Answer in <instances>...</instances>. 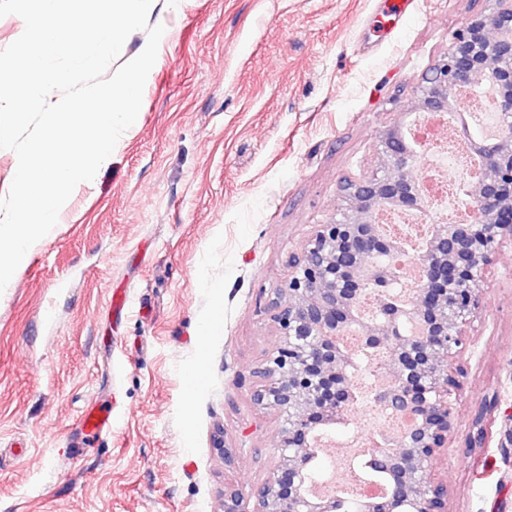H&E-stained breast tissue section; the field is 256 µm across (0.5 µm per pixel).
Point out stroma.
Masks as SVG:
<instances>
[{
	"instance_id": "obj_1",
	"label": "stroma",
	"mask_w": 512,
	"mask_h": 512,
	"mask_svg": "<svg viewBox=\"0 0 512 512\" xmlns=\"http://www.w3.org/2000/svg\"><path fill=\"white\" fill-rule=\"evenodd\" d=\"M482 0H181L140 123L76 188L0 293V512H220L261 483L280 421L234 379L277 342L264 308L344 179L375 168L379 134ZM456 427L435 481L448 512H512V244L488 268ZM499 396L486 445H468ZM115 408L108 441L79 424ZM244 443L225 468L216 428ZM358 422L314 462L342 480Z\"/></svg>"
}]
</instances>
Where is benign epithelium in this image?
Listing matches in <instances>:
<instances>
[{"instance_id":"1","label":"benign epithelium","mask_w":512,"mask_h":512,"mask_svg":"<svg viewBox=\"0 0 512 512\" xmlns=\"http://www.w3.org/2000/svg\"><path fill=\"white\" fill-rule=\"evenodd\" d=\"M486 12L467 18L449 51L425 75L405 117L431 121L456 115L479 159L467 185L473 222L433 224V233L415 261L424 279L404 303L392 298L402 277L394 266L397 241L378 230L382 211L397 209L430 216L428 198L414 168L426 145L413 146L406 122L379 135L378 164L369 176L341 186L344 205L317 225L298 253L288 255V278L268 306L278 340L269 356L239 375L234 386L251 383V399L278 412L274 447L277 464L260 484L245 491L224 487V512H336V497L307 492L313 436L349 416L357 396L350 366L353 352L336 337L356 328L368 348L386 347L389 358L373 370L376 405L391 417L414 415L416 425L395 442L375 449L388 491L358 500L359 512H448V487L431 481L440 449L456 426L455 404L465 371L455 358L467 344L465 327L479 309L488 267L505 240L512 241V0H485ZM483 90L495 103L497 129L474 138L458 112L457 94ZM376 296L379 315L357 311L363 294ZM498 398L484 404L470 446L483 447L485 416ZM214 448L234 466L242 448L228 444L223 431Z\"/></svg>"}]
</instances>
